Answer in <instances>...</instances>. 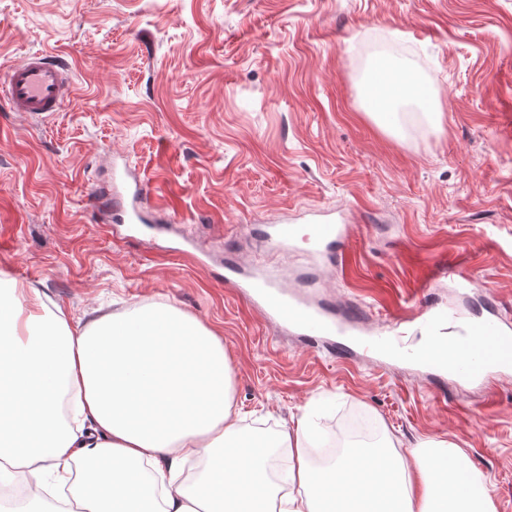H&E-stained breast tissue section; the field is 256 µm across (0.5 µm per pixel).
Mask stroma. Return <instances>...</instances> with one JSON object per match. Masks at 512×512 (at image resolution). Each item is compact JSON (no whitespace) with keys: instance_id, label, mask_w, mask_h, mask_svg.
Wrapping results in <instances>:
<instances>
[{"instance_id":"stroma-1","label":"stroma","mask_w":512,"mask_h":512,"mask_svg":"<svg viewBox=\"0 0 512 512\" xmlns=\"http://www.w3.org/2000/svg\"><path fill=\"white\" fill-rule=\"evenodd\" d=\"M381 40L438 90L441 127L368 114ZM42 51L75 92L39 125L0 101V272L74 319L173 304L223 336L243 430L305 416L332 448L362 410L398 452L454 443L512 512V369L463 386L344 339L328 354L224 284L266 259L407 347L425 303L512 328V0H0V72ZM144 170L146 221L114 237L92 191ZM310 209L346 214V267L269 250L266 225Z\"/></svg>"}]
</instances>
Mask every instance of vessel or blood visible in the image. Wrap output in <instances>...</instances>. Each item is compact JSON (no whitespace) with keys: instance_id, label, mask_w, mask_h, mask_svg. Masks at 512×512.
I'll return each instance as SVG.
<instances>
[{"instance_id":"obj_1","label":"vessel or blood","mask_w":512,"mask_h":512,"mask_svg":"<svg viewBox=\"0 0 512 512\" xmlns=\"http://www.w3.org/2000/svg\"><path fill=\"white\" fill-rule=\"evenodd\" d=\"M74 90L69 69L43 52L28 54L0 76V98L7 100L12 111L29 119L53 116ZM94 198L98 207L112 210L121 221L133 223L141 218L121 199L100 192ZM348 237V225L322 211L315 212L304 225L284 222L266 227L267 241L274 250L291 251L301 242L309 253L324 261L330 259L331 248L344 244ZM227 271L234 278V287L244 290L267 319L300 335L343 336L355 329L354 323L343 322L331 309L307 302L260 271L244 275L232 264ZM418 319L430 342L417 357L436 374L452 372L471 382H483L493 370L512 367V329L499 319L461 317L452 323L445 312L432 306L421 307Z\"/></svg>"}]
</instances>
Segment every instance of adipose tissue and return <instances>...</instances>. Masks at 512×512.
I'll return each mask as SVG.
<instances>
[{"label":"adipose tissue","mask_w":512,"mask_h":512,"mask_svg":"<svg viewBox=\"0 0 512 512\" xmlns=\"http://www.w3.org/2000/svg\"><path fill=\"white\" fill-rule=\"evenodd\" d=\"M402 101L436 115V99L389 70L369 86L371 112ZM306 421L241 456L224 342L169 304L71 326L35 288L0 278V481L33 484L24 512H494L488 484L450 441L309 459ZM203 462L192 480L184 463ZM447 462L444 476L432 460Z\"/></svg>","instance_id":"1"}]
</instances>
